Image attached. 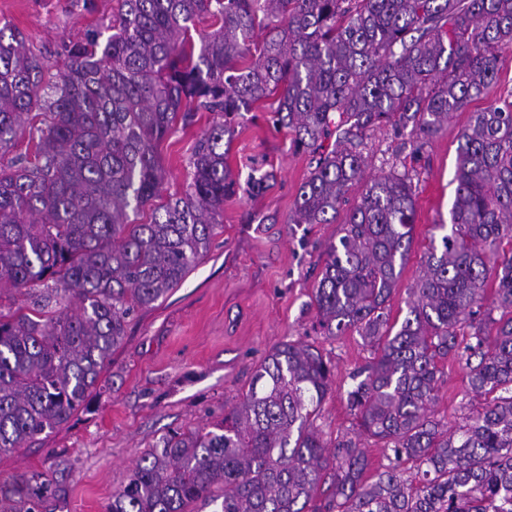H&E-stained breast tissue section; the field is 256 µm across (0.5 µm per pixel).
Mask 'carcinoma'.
<instances>
[{
    "instance_id": "carcinoma-1",
    "label": "carcinoma",
    "mask_w": 512,
    "mask_h": 512,
    "mask_svg": "<svg viewBox=\"0 0 512 512\" xmlns=\"http://www.w3.org/2000/svg\"><path fill=\"white\" fill-rule=\"evenodd\" d=\"M205 15L220 27L197 48L189 31ZM258 26L266 38L247 65ZM107 29L104 41L90 30L47 53L0 28V295L30 300L0 311V452L87 408L129 315L206 255L235 185L224 140L242 113L275 97L274 124L315 163L288 223L331 224L363 177L368 132L410 129L399 151L415 160L496 86L512 0H118ZM200 110L224 122L198 141L185 193L135 223L129 213L166 176L159 143ZM24 138L33 157H7ZM455 181L450 224L433 225L441 235L401 324L388 307L413 244L406 172L367 183L311 292L323 335L355 331L377 353L347 403L360 433L392 451L382 471L364 479L358 440L328 451L313 421L331 363L288 340L224 421L145 453L106 512H489L512 496V90L471 113ZM51 284L75 313L49 308ZM450 355L491 396L455 428L429 414ZM408 460L417 486L403 477ZM57 489L39 472L0 481V512H41Z\"/></svg>"
}]
</instances>
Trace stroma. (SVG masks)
<instances>
[{"label": "stroma", "mask_w": 512, "mask_h": 512, "mask_svg": "<svg viewBox=\"0 0 512 512\" xmlns=\"http://www.w3.org/2000/svg\"><path fill=\"white\" fill-rule=\"evenodd\" d=\"M0 0V26L17 27L44 51L61 39L77 40L108 23L117 0ZM473 101L454 113L447 130L430 138L419 160L398 155L393 127L376 129L361 147L368 160L363 180L350 201L359 200L365 182L392 168L408 169L416 193L414 242L392 294L391 315L403 319L408 290L423 270L432 227L449 221L455 194L458 139L472 112L488 106ZM221 117L198 113L190 127L175 125L158 152L167 170L159 199L181 195L190 180L187 161L196 142ZM227 162L237 180L224 201L222 222L208 253L165 297L138 310L113 350L90 397L75 413L32 446L0 454V481L46 472L63 458L68 469L62 492L47 499L42 512H105L112 492L137 460L172 431L220 422L224 405L248 388L256 365L283 341L311 344L333 366L331 389L315 420L328 443L355 436L358 428L347 406L355 373L371 363L373 349L356 332L329 337L315 328L311 291L321 277L328 245L339 239V224H292L298 191L312 170L311 157L296 149L287 131L275 129L267 113L249 112L235 128ZM273 172L261 195L248 191L253 169ZM434 419L448 426L482 409L485 399L471 393L463 361L440 364Z\"/></svg>", "instance_id": "1"}]
</instances>
